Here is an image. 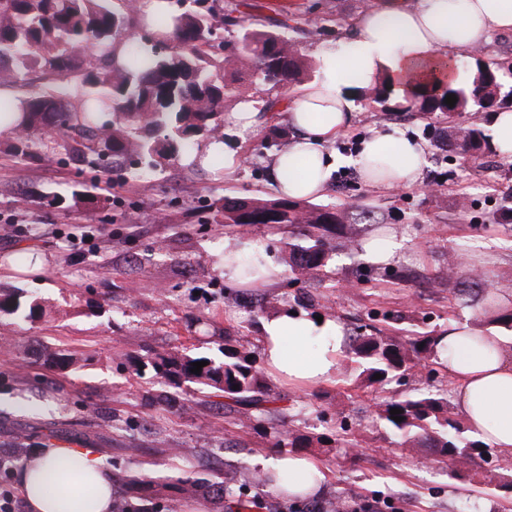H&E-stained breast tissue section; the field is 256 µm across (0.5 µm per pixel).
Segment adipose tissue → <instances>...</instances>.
Here are the masks:
<instances>
[{
	"instance_id": "1",
	"label": "adipose tissue",
	"mask_w": 512,
	"mask_h": 512,
	"mask_svg": "<svg viewBox=\"0 0 512 512\" xmlns=\"http://www.w3.org/2000/svg\"><path fill=\"white\" fill-rule=\"evenodd\" d=\"M512 28V0H382L361 16L351 53L330 49L319 56L321 76L304 84L286 102L291 139L269 163L277 193L294 200L321 196L339 160L329 144L348 131L354 100L385 81L396 100L420 84H456L453 53L482 44L495 30ZM359 177L383 188L413 186L422 180L426 159L419 145L387 133L363 140L353 161ZM224 279L252 289L274 284L283 273L245 277L243 264H269L260 248L224 241ZM490 309L488 325L454 321L439 348L454 385L453 399L469 431L489 447L512 454V334ZM259 344L266 369L289 383L318 386L334 382L346 350L341 323L316 320L307 312L280 310L260 322ZM260 467L280 474L291 493L305 497L323 486L326 475L311 458L276 456ZM18 488L29 512H112L116 482L93 448L47 446L22 463Z\"/></svg>"
}]
</instances>
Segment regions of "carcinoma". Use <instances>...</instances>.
<instances>
[{
	"label": "carcinoma",
	"instance_id": "1",
	"mask_svg": "<svg viewBox=\"0 0 512 512\" xmlns=\"http://www.w3.org/2000/svg\"><path fill=\"white\" fill-rule=\"evenodd\" d=\"M134 6L123 0H0V84L24 88L27 76L39 72L45 84L23 99L22 119L11 131L10 152L18 158L30 156L31 132L41 130L49 137L72 140V157L86 159L105 153L108 162L98 171L109 174L126 164L144 162L155 168L182 152L191 150L198 137L221 138L226 99L241 95L246 84L261 83L289 89L310 76L311 67L294 43L276 30L242 26L238 41L224 45V51L211 45L215 27L226 17L214 6L172 19V31L159 44L173 45L169 53L146 52L131 41L126 60L112 61V41L131 21ZM92 89L78 104L68 101L72 86ZM453 94L454 106L445 103ZM512 99V68L508 75L499 69L478 64L473 80L421 86L405 102H395L393 112L446 114L491 112ZM457 137L479 153L488 146L478 128L460 129ZM226 224H286L291 233L310 241L307 246H289V271L308 279L318 277L327 267L332 244L329 237L351 245L357 228L340 224L342 216L333 209H322L287 197L274 200L226 198L217 206ZM23 311L20 296L0 295V313ZM437 337L377 336L355 338V362L363 366L361 375L368 385H382L403 376L417 366L438 364ZM192 356L148 357L136 367L151 366L164 382L201 384L217 388L238 406V413L249 418L255 412L270 414L264 391V378L255 370L249 353L224 349V362L208 360L201 372H191ZM382 378H375V374ZM401 410L403 420L391 419L390 410ZM377 418L393 434L414 447L457 461L452 478L471 481L472 465L482 457L485 443L464 436L465 429L454 417L447 394L427 390L390 397L379 404ZM345 440L336 437L313 439L304 434L282 438L275 431L277 448H306L314 442ZM116 480L126 483L133 498L151 501L169 479L149 473L130 474L118 468ZM221 499L223 512H250L259 496L235 492L230 487L210 485Z\"/></svg>",
	"mask_w": 512,
	"mask_h": 512
}]
</instances>
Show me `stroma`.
Returning a JSON list of instances; mask_svg holds the SVG:
<instances>
[{"label": "stroma", "mask_w": 512, "mask_h": 512, "mask_svg": "<svg viewBox=\"0 0 512 512\" xmlns=\"http://www.w3.org/2000/svg\"><path fill=\"white\" fill-rule=\"evenodd\" d=\"M378 0H218L225 12L261 30L282 29L309 63L319 51L354 36V21ZM512 68V30L496 31L455 65L470 78L477 62ZM351 128L331 149L345 158L318 206L344 213L359 242L333 255L322 280H280L263 289L224 280V239L260 246L276 264L288 257L287 229L234 226L216 212L227 197L272 199L268 158L274 127L241 130L225 122L223 142L239 159L232 174L194 168L176 159L148 178L111 174L106 201L83 198L96 180L72 160L65 142L33 135V154L20 160L0 150V290L38 301L34 319L0 314V489L16 490L22 460L40 447L90 446L107 468L130 472H188L206 483L241 482L245 470L277 456L266 418L230 412L223 392L161 382L134 364L147 353L188 354L223 362L225 348L246 349L262 366L260 314L302 310L334 318L347 337L372 328L403 334L443 332L449 321L484 326L482 298L460 296L482 272L499 298L512 302V158L490 153L464 161L437 130H489L487 112L429 115L386 111L373 93L355 100ZM380 131L414 139L425 154L420 184L378 189L364 183L350 158L363 136ZM393 229L403 243L388 263L360 258L362 239ZM397 317L387 326L386 317ZM71 355L65 370L47 358ZM357 363L335 383L315 389L266 376L269 408L280 428L309 436L345 432L358 448H309L327 479L322 492L297 503L264 494L261 512H326L331 501L350 508L376 501L384 512H512V497L495 481L512 474V455L491 450L476 469L486 481L453 479L455 463L411 448L376 418L394 395L448 389L444 372L414 371L384 386H366Z\"/></svg>", "instance_id": "1"}]
</instances>
